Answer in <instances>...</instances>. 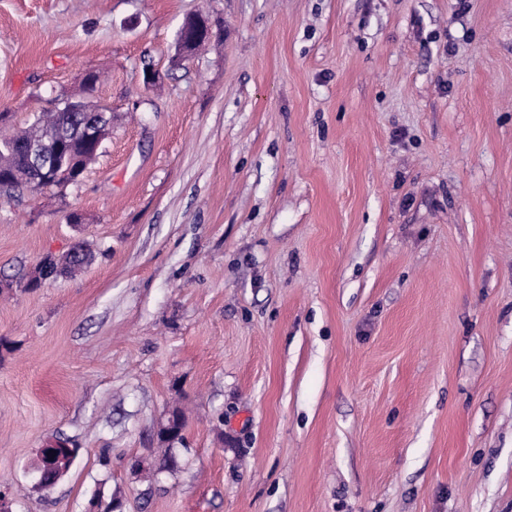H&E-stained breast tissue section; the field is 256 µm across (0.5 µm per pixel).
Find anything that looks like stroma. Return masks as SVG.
I'll return each instance as SVG.
<instances>
[{
    "mask_svg": "<svg viewBox=\"0 0 512 512\" xmlns=\"http://www.w3.org/2000/svg\"><path fill=\"white\" fill-rule=\"evenodd\" d=\"M92 71L96 162L0 201L12 512H512V0H0V131ZM198 17L187 19L182 25L179 32V46L180 49L186 54L184 57H189L196 48H200L208 42L212 36L211 26L208 19L202 14ZM72 251L75 252L72 253ZM42 261L46 276L56 278L73 274L88 265L92 261V253L83 244H78L65 256L60 258L46 256Z\"/></svg>",
    "mask_w": 512,
    "mask_h": 512,
    "instance_id": "35a3bbf8",
    "label": "stroma"
}]
</instances>
